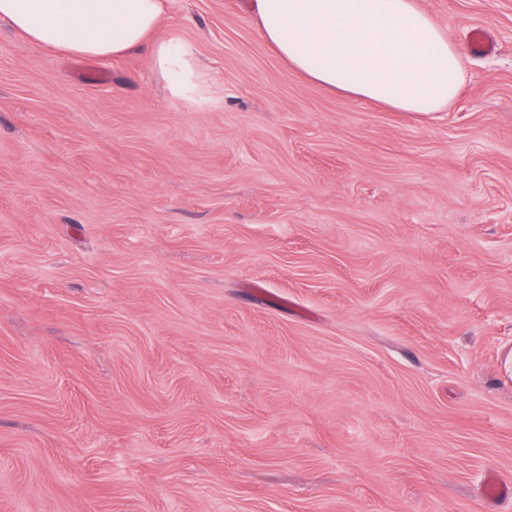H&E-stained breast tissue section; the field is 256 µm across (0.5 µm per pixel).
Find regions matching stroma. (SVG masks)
Returning <instances> with one entry per match:
<instances>
[{
	"label": "stroma",
	"instance_id": "1",
	"mask_svg": "<svg viewBox=\"0 0 512 512\" xmlns=\"http://www.w3.org/2000/svg\"><path fill=\"white\" fill-rule=\"evenodd\" d=\"M417 3L466 63L423 119L292 73L241 0H165L202 110L149 48L0 27V512H493L512 0Z\"/></svg>",
	"mask_w": 512,
	"mask_h": 512
}]
</instances>
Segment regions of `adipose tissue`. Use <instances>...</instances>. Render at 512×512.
Masks as SVG:
<instances>
[{
	"label": "adipose tissue",
	"instance_id": "ef3b65f1",
	"mask_svg": "<svg viewBox=\"0 0 512 512\" xmlns=\"http://www.w3.org/2000/svg\"><path fill=\"white\" fill-rule=\"evenodd\" d=\"M263 40L296 75L398 112H445L464 59L416 0H247ZM164 0H0V25L55 54L110 59L143 46L168 96L184 108L219 102L193 47L154 33Z\"/></svg>",
	"mask_w": 512,
	"mask_h": 512
}]
</instances>
